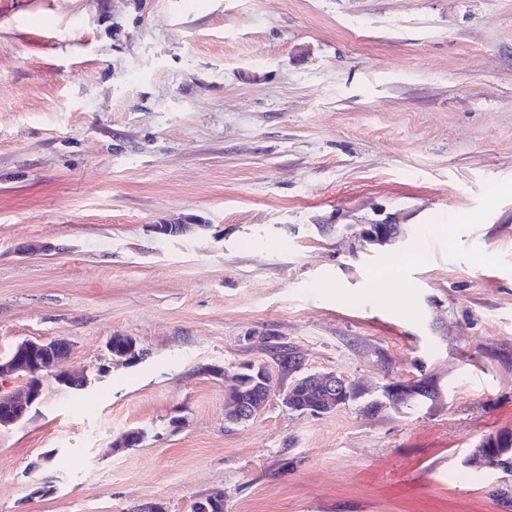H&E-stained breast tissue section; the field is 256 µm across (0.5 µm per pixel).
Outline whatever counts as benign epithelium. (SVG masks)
<instances>
[{"instance_id":"obj_1","label":"benign epithelium","mask_w":512,"mask_h":512,"mask_svg":"<svg viewBox=\"0 0 512 512\" xmlns=\"http://www.w3.org/2000/svg\"><path fill=\"white\" fill-rule=\"evenodd\" d=\"M112 355L127 359L132 351L136 350L135 342L127 337H111L108 342ZM70 356V345L64 339L24 340L17 344L15 351L6 357H0V383L8 382L15 377L24 380L20 389L15 391H3L0 389V427L14 425L27 415L35 402L41 399L45 381L52 377L58 383H70L74 385L88 384V375L84 370H64L62 364ZM292 384L281 387L276 395L283 406H288L292 391L300 385H315L326 395L328 403H333L337 398L340 383L334 373H303L300 367H295ZM251 383L267 391V397L272 393L271 374L265 366L255 369V375ZM234 390H229L224 399V418L230 424H240L251 420L264 408L263 404L248 403L240 398L232 397ZM224 501V497L218 493L200 496L195 502V509L199 512H212L217 504Z\"/></svg>"}]
</instances>
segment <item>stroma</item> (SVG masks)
Instances as JSON below:
<instances>
[{"mask_svg": "<svg viewBox=\"0 0 512 512\" xmlns=\"http://www.w3.org/2000/svg\"><path fill=\"white\" fill-rule=\"evenodd\" d=\"M54 338L0 512H512V0H0V353ZM290 354L363 398L225 423ZM426 381H420L417 383H404V382H397L388 385L387 387H395V386H406L409 387L412 391L408 393L406 396H402L401 398H392L391 396L387 395V398L391 400L393 403L392 405L395 406H405L408 408V406H415L418 404H421L423 402L429 403V408L432 409H442L444 407L443 399L441 394L436 392H429L426 389L423 391H420L422 389L423 384ZM490 456L500 457L499 464L510 465L512 470V431L501 430L480 439L464 461L467 466H475L479 459L485 467L490 465ZM484 458V459H483ZM475 463V464H473ZM476 467V466H475Z\"/></svg>", "mask_w": 512, "mask_h": 512, "instance_id": "obj_1", "label": "stroma"}]
</instances>
